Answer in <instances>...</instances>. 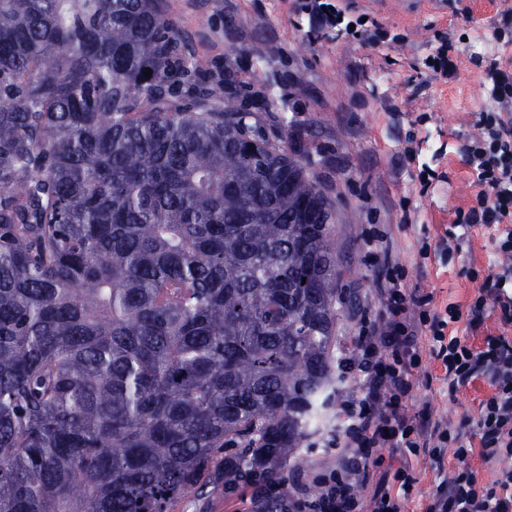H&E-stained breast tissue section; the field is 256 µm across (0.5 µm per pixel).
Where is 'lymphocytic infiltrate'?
I'll use <instances>...</instances> for the list:
<instances>
[{"label": "lymphocytic infiltrate", "instance_id": "f902f5d3", "mask_svg": "<svg viewBox=\"0 0 512 512\" xmlns=\"http://www.w3.org/2000/svg\"><path fill=\"white\" fill-rule=\"evenodd\" d=\"M305 10L316 27L335 29L341 36L360 34L373 44L388 37L379 24H363L333 7L332 0H307ZM481 85L491 107L478 116L479 135L462 148L480 190L475 205L458 213L455 224L494 230L491 240L503 261L489 267L465 314L476 326L488 313H499L503 330L485 336L478 346L447 334L463 314L458 307L436 311L430 294L406 290L400 275L390 274L377 290L384 319L355 340L348 361L364 381L359 394L341 402L336 465L317 474L318 495L294 484L288 512H400L392 482L400 480L406 491L411 484L404 469L385 465V448L409 453L424 448L439 466L440 481L425 512H512V467L504 464L512 458V68L489 61ZM425 341L445 370L449 397L477 380L492 386L474 418L443 423L432 421L425 410L407 413L405 402L420 379ZM474 452L490 472L487 482H479L467 468L444 469L446 454L463 459Z\"/></svg>", "mask_w": 512, "mask_h": 512}]
</instances>
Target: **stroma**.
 Wrapping results in <instances>:
<instances>
[{"mask_svg":"<svg viewBox=\"0 0 512 512\" xmlns=\"http://www.w3.org/2000/svg\"><path fill=\"white\" fill-rule=\"evenodd\" d=\"M304 0H162L181 40L200 66L225 70L229 95L256 112L270 133L287 132L303 147L308 174L336 210V238L343 253L339 288L353 296L362 316L342 320L338 347L382 321L375 294L390 268L406 288L432 296L435 310H467L480 283L472 269L498 264L491 231L467 228L460 252H440L458 211L475 203L474 176L461 148L479 133L478 114L489 106L479 63L495 49L494 29L512 0H437L413 6L396 0H342L351 16L375 19L399 44L375 47L335 33H314ZM464 38L454 78L432 74L424 58L448 31ZM436 174L421 186L424 168ZM429 242V256L419 253ZM440 361L423 354L422 381L406 402L408 413L428 409L432 418L475 416L492 389L480 380L449 398ZM333 399L323 428L282 465L288 481L313 483L315 465L336 459L332 428L340 409ZM414 488L402 512H425L440 478L425 452L409 456ZM170 512H259L253 491L224 489L216 480L201 496L177 500Z\"/></svg>","mask_w":512,"mask_h":512,"instance_id":"stroma-1","label":"stroma"}]
</instances>
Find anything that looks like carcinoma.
I'll return each instance as SVG.
<instances>
[{"instance_id":"1","label":"carcinoma","mask_w":512,"mask_h":512,"mask_svg":"<svg viewBox=\"0 0 512 512\" xmlns=\"http://www.w3.org/2000/svg\"><path fill=\"white\" fill-rule=\"evenodd\" d=\"M335 223L158 0H0V512L284 485L339 381Z\"/></svg>"}]
</instances>
